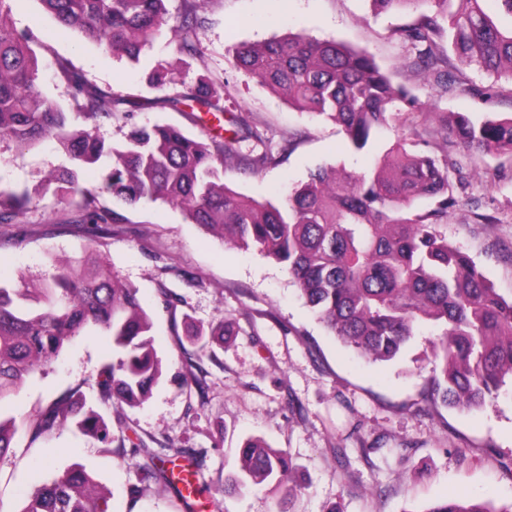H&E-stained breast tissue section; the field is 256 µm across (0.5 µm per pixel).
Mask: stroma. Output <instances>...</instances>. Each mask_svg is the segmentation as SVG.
Wrapping results in <instances>:
<instances>
[{"instance_id": "stroma-1", "label": "stroma", "mask_w": 512, "mask_h": 512, "mask_svg": "<svg viewBox=\"0 0 512 512\" xmlns=\"http://www.w3.org/2000/svg\"><path fill=\"white\" fill-rule=\"evenodd\" d=\"M203 15L204 26L190 35L198 54L178 52L164 35L136 63L63 28L38 0H13L11 18L31 35L40 67L38 93L69 112L74 129L86 122L61 64L137 103L130 119L98 124L108 145L122 144L134 125L170 124L207 139L206 128L166 98L200 76L223 86L226 110L286 148L276 165L253 169L232 160L224 167L225 184L260 201H280L319 167L371 169L397 130L381 129L364 149L354 150L336 124L289 106L235 68V45L289 33L337 39L369 51L395 84L410 91L416 108L512 114L511 79L466 67L457 73L460 89L445 93L416 71L397 34L413 20L406 11L375 16L367 0H208ZM159 63L177 73L179 84L159 89L147 82L146 73ZM488 85L495 88L491 97L469 92ZM423 151L447 155L466 176L465 201L449 209L444 231L497 292L511 299L512 161L493 153L473 160L440 139L429 140ZM68 165L54 138L21 147L0 137V188L36 198L14 223L0 224V278L11 280L21 272L45 277L51 259L100 252L114 273L137 288L151 317L163 375L141 406L118 410L97 401L98 374L112 351L97 328H86L1 402L0 412L21 420L78 386L112 424L113 444L104 447L71 425L34 443L18 429L12 451L0 459V512H21L32 488L75 466L108 491V512H279L284 504L290 512H428L446 498L512 505L511 390L470 410L424 401L432 375L430 330L414 336L396 361H366L331 335L272 258L226 245L190 223L179 206L158 201L130 208L103 192L108 162L78 180L122 220L104 237L95 225L79 223L81 195L58 203L48 182L51 172ZM478 211L494 215L495 223H476ZM165 289L175 295L173 305L163 304ZM224 319L232 325L231 336L220 342L206 336V329ZM192 326L201 328V335H189ZM193 364L206 374L200 391L185 384ZM125 425L153 450H195L207 484L200 507H190L173 489L142 481L144 457L120 444ZM254 436L287 452L291 479L274 491L256 486L225 495V482L239 472L236 450Z\"/></svg>"}]
</instances>
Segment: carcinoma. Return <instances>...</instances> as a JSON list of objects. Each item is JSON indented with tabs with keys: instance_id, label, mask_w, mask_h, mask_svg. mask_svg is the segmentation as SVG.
Listing matches in <instances>:
<instances>
[{
	"instance_id": "obj_1",
	"label": "carcinoma",
	"mask_w": 512,
	"mask_h": 512,
	"mask_svg": "<svg viewBox=\"0 0 512 512\" xmlns=\"http://www.w3.org/2000/svg\"><path fill=\"white\" fill-rule=\"evenodd\" d=\"M11 0H0V136L22 146L54 137L68 152L73 168L54 177L56 196L66 202L83 197V224H112L119 215L98 206L96 194L80 186L78 171L102 156H112L108 190L130 207L142 201L176 203L193 224H200L241 248L255 247L282 264L306 303L344 344L376 362L396 359L424 327L440 330L435 341L429 397L446 406L476 408L495 399L512 380V300L493 287L471 258L448 242L440 221L465 191L462 175L450 178L448 155L435 158L420 150L426 136H438L462 151L512 157V117L488 112H434L427 127L423 112H402L398 103L413 102L410 92L392 83L365 50L337 40L288 34L259 45L232 49L237 68L251 73L290 105L338 125L352 146L363 149L372 135L392 120L408 133L367 172L323 167L309 174L281 203L259 201L220 179L224 161L241 157L252 140L262 147L253 162L271 164L275 156L260 133L240 119L224 139L205 143L172 125L133 130L121 147H105L96 128L72 132L68 116L38 97V58L31 36L10 22ZM62 25L95 42L114 56L137 59L163 32L181 52L195 51L189 33L204 22L199 0H185L181 19L170 23L168 0H39ZM376 14L393 9L427 11L401 27L400 36L415 54L414 65L446 89L452 75L442 70L440 42L448 39L462 66L476 65L495 78L512 80V0H368ZM63 77L81 115L129 119L134 105L107 94L72 68ZM150 84L177 83L159 65ZM223 88L205 77L188 92L168 99L187 112H205L222 121ZM436 208L417 211L419 198ZM31 204L25 193L0 189V224H11ZM112 341L114 359L97 381L98 399L138 406L149 398L163 373L151 335L152 322L137 290L102 268L93 257L56 261L48 279L20 274L0 278V402L25 379L56 359L64 346L88 325ZM73 423L112 443V428L87 405L79 388L64 393L24 420L31 440ZM16 420L0 417V457L10 451ZM134 452L157 458L142 440ZM241 469L224 491L250 484L281 487L289 478L285 451L259 438L239 449ZM159 459V458H157ZM160 465L145 469L143 479L191 489L202 482L200 469L181 479ZM105 492L75 467L37 487L21 512H107ZM428 512H512L484 502L451 499Z\"/></svg>"
}]
</instances>
